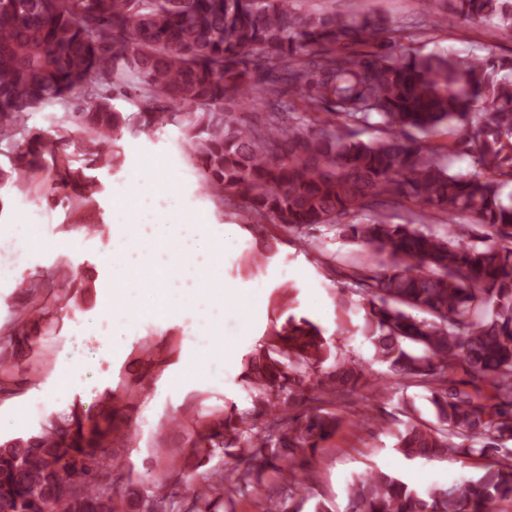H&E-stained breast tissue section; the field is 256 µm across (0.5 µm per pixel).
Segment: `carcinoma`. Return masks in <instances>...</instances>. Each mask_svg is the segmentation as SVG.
<instances>
[{
    "label": "carcinoma",
    "instance_id": "1",
    "mask_svg": "<svg viewBox=\"0 0 512 512\" xmlns=\"http://www.w3.org/2000/svg\"><path fill=\"white\" fill-rule=\"evenodd\" d=\"M455 17L512 31V0H450ZM371 14L338 17L307 0H0V215L11 189L53 171V190L95 185L72 167L69 138L30 133V113L69 109L79 151L97 163L117 158L123 131L180 129V145L218 206L246 202L253 224L326 227L380 258L369 288L351 278L365 306L362 333L393 382L429 393L435 425L403 422L396 449L407 458L454 452L485 460L448 487L418 492L373 472L351 485L346 512H508L512 507V58L398 53L416 29ZM288 91L303 109L281 101ZM265 109L255 127L227 107L235 97ZM121 96L137 107L125 114ZM327 118L311 126L308 113ZM344 120L336 127L334 117ZM377 117L385 135L357 139ZM456 131L444 152L419 144L442 127ZM467 156L472 171L452 170ZM415 204L395 224L384 205ZM361 214L362 222H344ZM463 215L442 230L432 220ZM26 321L0 334L6 348L28 338ZM355 387L364 369L332 357L324 329L305 317L273 321L247 354L243 386L262 404L260 421L236 404L201 424L192 454L218 460L183 512H216L273 469L287 495L307 478V453L336 434L340 419L320 406L292 417L310 381ZM86 423L71 410L41 433L0 442V512H171L164 485L147 494L101 472L114 451L112 419ZM236 460L224 475V457Z\"/></svg>",
    "mask_w": 512,
    "mask_h": 512
}]
</instances>
